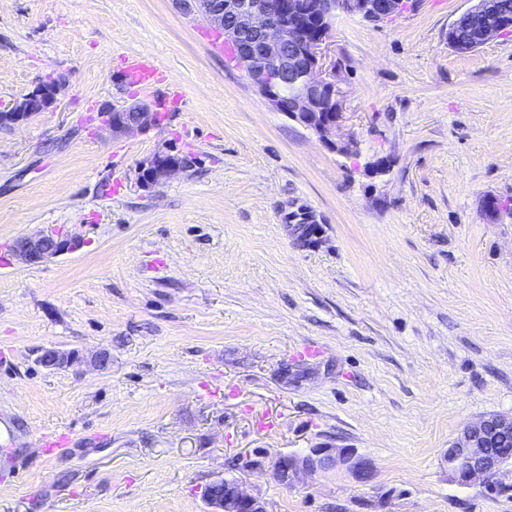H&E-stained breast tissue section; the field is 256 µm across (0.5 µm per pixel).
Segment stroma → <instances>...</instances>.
Listing matches in <instances>:
<instances>
[{
	"label": "stroma",
	"mask_w": 512,
	"mask_h": 512,
	"mask_svg": "<svg viewBox=\"0 0 512 512\" xmlns=\"http://www.w3.org/2000/svg\"><path fill=\"white\" fill-rule=\"evenodd\" d=\"M468 6L336 15L323 60L358 144L340 154L176 0H0V111L62 82L55 111L0 131V471L20 473L0 512H209L230 458L315 446L354 449L371 479L287 489L266 471L246 489L269 512H512V474L448 476L465 425L512 415V35L456 51ZM132 54L185 97L116 138L104 109L137 99ZM168 147L192 167L141 189L139 164ZM46 232L79 247L13 255ZM50 346L83 364L45 369ZM53 431L67 452L46 453ZM77 241L56 234L22 235L13 243L14 253L29 264H38L47 259L74 250Z\"/></svg>",
	"instance_id": "obj_1"
}]
</instances>
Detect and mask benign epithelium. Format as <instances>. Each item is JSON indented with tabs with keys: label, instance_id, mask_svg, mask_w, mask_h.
Listing matches in <instances>:
<instances>
[{
	"label": "benign epithelium",
	"instance_id": "benign-epithelium-1",
	"mask_svg": "<svg viewBox=\"0 0 512 512\" xmlns=\"http://www.w3.org/2000/svg\"><path fill=\"white\" fill-rule=\"evenodd\" d=\"M184 10L202 16L235 51L239 68L268 103L311 131L330 149L343 154L352 143L341 139L343 121L336 86L321 75L320 50L326 37L313 32L336 13L384 22L403 12L406 0H179ZM471 6L448 28V43L470 51L512 28V5L506 0H469ZM61 82L39 84L0 113V128L12 129L41 112L56 108ZM106 126L115 138L145 133L158 126L157 112L136 101L120 109L107 108ZM182 155L166 148L140 164L138 182L150 190L186 172ZM77 241L56 234L22 235L14 253L29 264L74 250ZM38 361L49 370L68 368L75 354L56 347L41 350ZM452 479L469 486L512 468V415H490L466 425L448 448ZM345 467L361 479L370 477L368 464L348 448H311L305 455L281 454L274 461L247 455L236 469L247 473L272 469L288 488L303 476ZM224 486V495L210 496L211 512H269L267 502L247 492L237 478L222 477L210 486Z\"/></svg>",
	"mask_w": 512,
	"mask_h": 512
}]
</instances>
